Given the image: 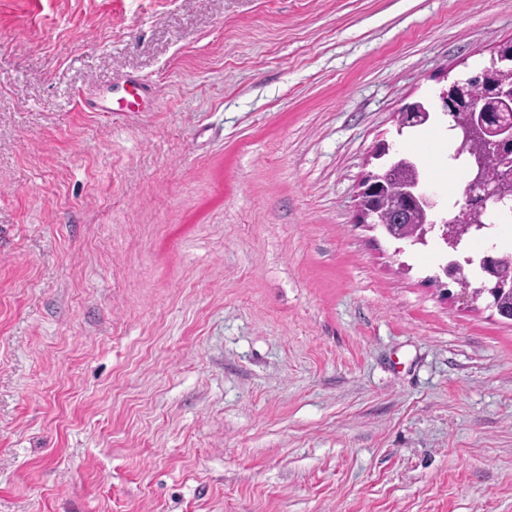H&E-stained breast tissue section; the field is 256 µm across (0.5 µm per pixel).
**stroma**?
I'll use <instances>...</instances> for the list:
<instances>
[{
	"instance_id": "obj_1",
	"label": "stroma",
	"mask_w": 512,
	"mask_h": 512,
	"mask_svg": "<svg viewBox=\"0 0 512 512\" xmlns=\"http://www.w3.org/2000/svg\"><path fill=\"white\" fill-rule=\"evenodd\" d=\"M512 0H0V512H512V321L357 221ZM141 112H83L121 95Z\"/></svg>"
}]
</instances>
